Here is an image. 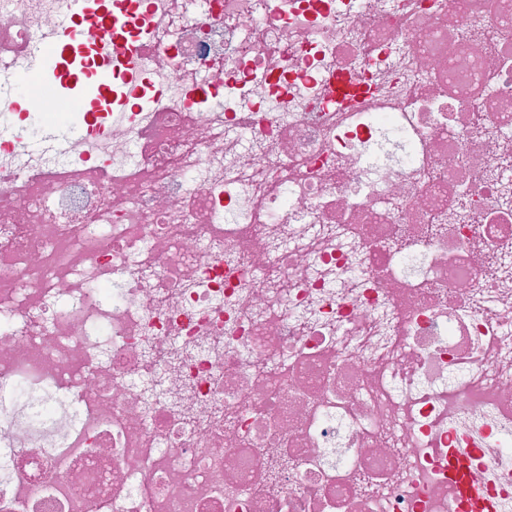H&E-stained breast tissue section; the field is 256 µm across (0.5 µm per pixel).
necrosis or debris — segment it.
<instances>
[{"label":"necrosis or debris","instance_id":"obj_1","mask_svg":"<svg viewBox=\"0 0 512 512\" xmlns=\"http://www.w3.org/2000/svg\"><path fill=\"white\" fill-rule=\"evenodd\" d=\"M120 2L33 147L113 33L0 0V512H512V0ZM74 40H75V38H74L73 30H67V31L63 32L60 36V41L58 42L57 48L54 49L53 51H51L45 57V66L52 70V73L54 76V82H46L47 85L44 87L45 95L49 99H51L52 96H59L58 95L59 82L57 81L56 76H55L58 48L71 46L73 44ZM146 93L145 82L139 76L131 75L127 84L117 89H111L108 93L93 94L85 103L88 112L110 114L114 109L123 107L131 101H140ZM470 461H471V452L468 448H458L455 453L453 454V457L451 459L453 471H454V479L458 482L460 491L462 493H465L467 491L468 494H470V497L472 495V498H475V491L470 490L466 488L464 484V474L467 470L470 468ZM464 491V492H463Z\"/></svg>","mask_w":512,"mask_h":512}]
</instances>
